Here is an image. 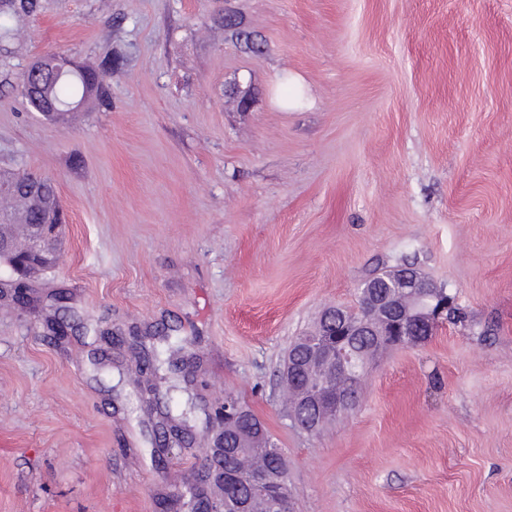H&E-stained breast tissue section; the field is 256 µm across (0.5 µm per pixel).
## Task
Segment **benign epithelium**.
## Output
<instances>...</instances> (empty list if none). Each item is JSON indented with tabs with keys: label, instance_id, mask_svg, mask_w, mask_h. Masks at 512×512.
<instances>
[{
	"label": "benign epithelium",
	"instance_id": "1",
	"mask_svg": "<svg viewBox=\"0 0 512 512\" xmlns=\"http://www.w3.org/2000/svg\"><path fill=\"white\" fill-rule=\"evenodd\" d=\"M62 220L31 228L27 247L20 248L12 240L0 237V255L14 259L19 272L41 267L60 252L59 227ZM430 285L413 267L393 266L383 283L368 280L359 288L366 316L351 315L341 306H330L321 315L316 329L304 339L299 349L305 354V367L315 369L319 377L308 381L296 391L292 421L303 430L314 433L325 422L334 421L350 408L354 391L362 373L353 358L356 351L353 337L388 338L394 345L408 339L407 329L416 328L419 339L430 337L457 312L455 296L438 290L426 296ZM344 381L336 387V379ZM245 414L238 402L224 400L222 411L213 423L214 448L224 453V432L227 422ZM249 484L264 502V512H285L288 472L280 468L274 474L266 471L248 473ZM213 493L204 501L200 512H254L255 499L227 498L232 479L220 469L212 473Z\"/></svg>",
	"mask_w": 512,
	"mask_h": 512
}]
</instances>
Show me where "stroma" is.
Listing matches in <instances>:
<instances>
[{"label": "stroma", "instance_id": "stroma-1", "mask_svg": "<svg viewBox=\"0 0 512 512\" xmlns=\"http://www.w3.org/2000/svg\"><path fill=\"white\" fill-rule=\"evenodd\" d=\"M41 4L0 44V168L54 180L64 248L33 307L0 295V512H163L228 397L282 448L291 512H512V0ZM50 52L125 64L50 121L22 93ZM404 258L465 323L295 427L290 344ZM165 326L193 431L158 456L128 345Z\"/></svg>", "mask_w": 512, "mask_h": 512}]
</instances>
